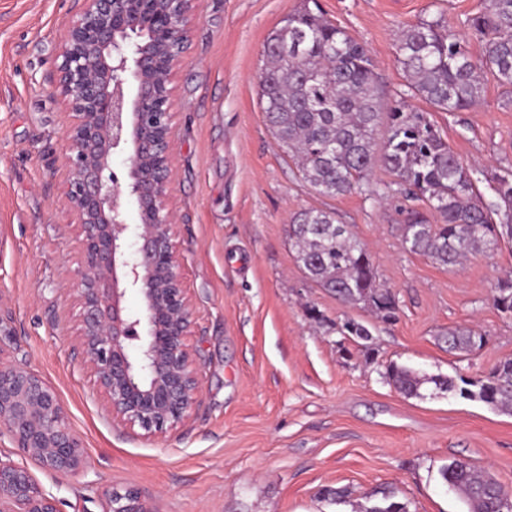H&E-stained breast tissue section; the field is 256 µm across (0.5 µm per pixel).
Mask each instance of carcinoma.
Masks as SVG:
<instances>
[{"label": "carcinoma", "instance_id": "obj_1", "mask_svg": "<svg viewBox=\"0 0 512 512\" xmlns=\"http://www.w3.org/2000/svg\"><path fill=\"white\" fill-rule=\"evenodd\" d=\"M483 38V53L473 60L463 41L434 23L406 27L396 44L397 61L411 95L438 111L461 112L479 102L488 79L512 89V0H485L482 12L468 20ZM258 93L268 126L297 162L303 179L329 197L354 192H389L418 201L424 210H404L403 245L448 267L472 253L512 242V172L484 173L470 168L448 145L430 113L389 108L376 95L374 64L368 50L344 29L309 9L288 15L268 37ZM386 136L377 142L380 126ZM381 162L392 180L372 187L369 175ZM493 194L486 201L477 187ZM296 261L305 274L344 303L363 304L386 322L397 319L394 293L377 281L365 245L333 213L304 209L289 224ZM496 310L512 317V279L498 283ZM336 331L363 341L371 333L347 319ZM448 351L469 353L484 343L471 327L442 334ZM387 383L407 397L423 396L427 384L455 392L512 414V358L474 377H428L396 363L387 366ZM469 512H512L503 507L512 494L488 471L463 460L441 470ZM359 512H408L390 492Z\"/></svg>", "mask_w": 512, "mask_h": 512}]
</instances>
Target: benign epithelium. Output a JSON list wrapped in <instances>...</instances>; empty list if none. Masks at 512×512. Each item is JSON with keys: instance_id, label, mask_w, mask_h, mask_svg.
Segmentation results:
<instances>
[{"instance_id": "benign-epithelium-1", "label": "benign epithelium", "mask_w": 512, "mask_h": 512, "mask_svg": "<svg viewBox=\"0 0 512 512\" xmlns=\"http://www.w3.org/2000/svg\"><path fill=\"white\" fill-rule=\"evenodd\" d=\"M65 30L56 89L69 111L64 194L82 233L68 280L80 308L78 341L109 411L150 437L189 417L201 393L186 338L193 307L174 239L172 81L185 60L195 0H80ZM130 146L127 178L112 154ZM137 216L128 221V209ZM130 288L142 307L123 306ZM51 471L85 464L83 443L56 392L0 352V432ZM107 512H146L135 492ZM0 512H60L30 472L0 458Z\"/></svg>"}]
</instances>
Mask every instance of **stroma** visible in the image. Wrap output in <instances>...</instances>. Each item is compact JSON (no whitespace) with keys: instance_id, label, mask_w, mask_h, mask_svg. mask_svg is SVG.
Segmentation results:
<instances>
[{"instance_id":"35a3bbf8","label":"stroma","mask_w":512,"mask_h":512,"mask_svg":"<svg viewBox=\"0 0 512 512\" xmlns=\"http://www.w3.org/2000/svg\"><path fill=\"white\" fill-rule=\"evenodd\" d=\"M484 6L316 0L314 11L370 51L381 106L423 110L396 61L397 34L434 21L477 58L468 20ZM303 7L193 5L171 98L172 195L202 395L182 424L144 437L110 416L78 352V306L65 288L82 235L63 195L67 116L52 78L75 0H0V350L55 389L86 464L58 475L5 434L0 457L25 467L60 512H105L110 493L128 490L148 512H353L383 489L409 512H468L440 475L455 459L512 492V415L448 392L407 397L383 377L392 362L456 379L512 358V318L492 304L512 273V245L443 267L404 249L401 196L325 197L302 179L265 120L257 81L267 37ZM431 118L468 166L512 171V92L491 81L474 107ZM308 208L333 212L366 245L398 300L395 321L339 301L298 266L288 224ZM348 318L370 330L373 356L337 333ZM458 325L484 344L449 353L440 335ZM330 487L348 488L349 502L325 499Z\"/></svg>"}]
</instances>
